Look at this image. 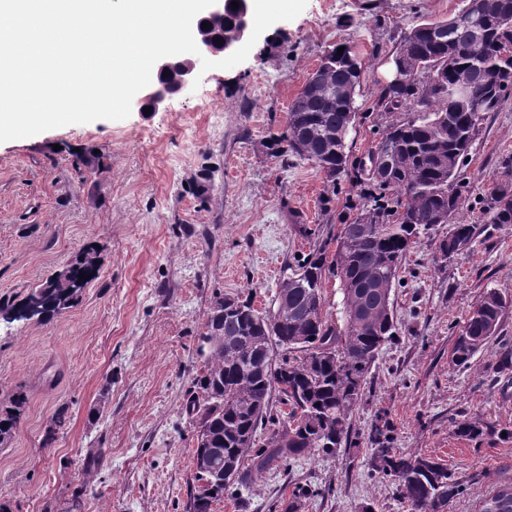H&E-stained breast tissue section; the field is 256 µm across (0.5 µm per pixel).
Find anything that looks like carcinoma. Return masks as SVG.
Here are the masks:
<instances>
[{
  "mask_svg": "<svg viewBox=\"0 0 512 512\" xmlns=\"http://www.w3.org/2000/svg\"><path fill=\"white\" fill-rule=\"evenodd\" d=\"M512 17V0H463L446 20H425L401 38L396 52L406 70L431 73L428 81L382 87L376 107L385 116L380 138L367 159L350 154L347 138L355 126L356 95L365 63L349 45L342 54L328 51L317 71L318 87H304L292 102L285 130L271 137V155L292 156L315 165L331 184L351 169L366 176L372 190L352 207L356 216L341 218L339 231L314 247L279 289L284 299L270 315L251 301L228 307L224 318L206 322L199 353L204 370L194 380L188 400L191 420H204L211 441L204 454L227 460L234 483L193 502V512H212V504L231 488L246 485L253 473L286 470L304 458L330 455L350 438V415L383 347L396 336L391 292L401 262L421 238L435 230L439 211L448 214V236L440 240L438 258L446 262L474 236L473 225L455 220L462 208L466 181L462 174L472 142L479 133L473 114L450 104L448 87L465 85L485 98L486 111L500 109L512 76V54L503 21ZM502 179L488 198L489 223L512 224V159L502 163ZM336 243L335 250L329 244ZM69 275L52 276L37 286L42 297L35 318L47 319L74 306L98 259L86 250L68 267ZM339 280L342 321L328 319L322 289L329 277ZM507 301L487 289L469 314L451 347V362L468 368L474 356L497 335ZM223 333L215 343L213 331ZM336 343L335 355L321 349ZM291 407L280 418L269 411L273 394L283 393ZM25 395L0 411V444L21 420ZM388 421L371 426L370 465L390 478L411 512H444L463 493L462 484L432 457L397 454ZM481 512H512V484L485 497Z\"/></svg>",
  "mask_w": 512,
  "mask_h": 512,
  "instance_id": "cac0c4a2",
  "label": "carcinoma"
}]
</instances>
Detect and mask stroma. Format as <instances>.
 <instances>
[{
	"instance_id": "35a3bbf8",
	"label": "stroma",
	"mask_w": 512,
	"mask_h": 512,
	"mask_svg": "<svg viewBox=\"0 0 512 512\" xmlns=\"http://www.w3.org/2000/svg\"><path fill=\"white\" fill-rule=\"evenodd\" d=\"M461 6L308 0L244 62L207 71L166 109L0 143V298L23 299L87 249L99 261L74 307L0 329V405L26 394L19 427L0 444V512H188L195 441L185 404L213 304L248 299L267 310L286 267L337 230L361 190L272 157L271 135L321 57L346 41L366 63L348 144L353 156L367 154L377 139L370 114L401 37ZM86 148L98 151L97 169L79 161ZM509 157L512 94L483 122L463 168L472 242L435 264L442 224L402 261L392 292L398 334L352 411L350 444L253 475L212 512H285L292 502L296 512H411L368 464L380 416L394 451L436 458L462 483L447 512H479L484 496L512 483V383L496 373L512 342V224L490 223L486 212ZM488 288L509 302L499 334L469 368H455L454 337ZM463 420L482 435L459 437ZM306 484L322 496L294 501Z\"/></svg>"
}]
</instances>
